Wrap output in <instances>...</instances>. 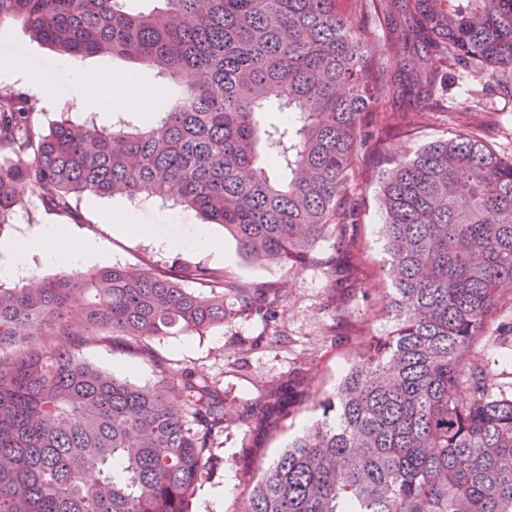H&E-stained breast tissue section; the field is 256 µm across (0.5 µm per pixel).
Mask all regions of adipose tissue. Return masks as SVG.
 <instances>
[{"label":"adipose tissue","mask_w":512,"mask_h":512,"mask_svg":"<svg viewBox=\"0 0 512 512\" xmlns=\"http://www.w3.org/2000/svg\"><path fill=\"white\" fill-rule=\"evenodd\" d=\"M99 245L95 239H72L65 225H44L30 245L0 240V278L19 275L30 263L32 256H39L46 264L64 262L74 271H81L84 265L98 256Z\"/></svg>","instance_id":"adipose-tissue-1"}]
</instances>
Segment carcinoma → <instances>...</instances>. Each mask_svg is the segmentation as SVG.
Wrapping results in <instances>:
<instances>
[{"instance_id":"carcinoma-1","label":"carcinoma","mask_w":512,"mask_h":512,"mask_svg":"<svg viewBox=\"0 0 512 512\" xmlns=\"http://www.w3.org/2000/svg\"><path fill=\"white\" fill-rule=\"evenodd\" d=\"M160 2L0 0L1 25L21 22L60 55L120 57L180 83L133 130L62 119L44 132L26 97L0 95V225L27 197L74 217L89 194L175 187L246 259L291 269L321 240L346 243L354 166L387 155L364 127L408 134L436 111L433 59L512 79V0ZM373 37L386 57L366 53ZM275 110L297 123L266 121ZM387 162L396 329L357 353L324 419L258 469L238 512H512V397L492 393L477 357L512 285V161L473 130ZM226 291L272 316L288 283L245 288L202 265L0 283V512H192L224 395L151 342L224 323ZM90 345L152 361L156 380L92 366ZM309 389L296 370L239 422L252 439L270 433Z\"/></svg>"}]
</instances>
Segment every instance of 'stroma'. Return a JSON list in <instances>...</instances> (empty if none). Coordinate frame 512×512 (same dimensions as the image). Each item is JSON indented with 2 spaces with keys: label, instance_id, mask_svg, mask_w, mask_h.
<instances>
[{
  "label": "stroma",
  "instance_id": "obj_1",
  "mask_svg": "<svg viewBox=\"0 0 512 512\" xmlns=\"http://www.w3.org/2000/svg\"><path fill=\"white\" fill-rule=\"evenodd\" d=\"M16 64L14 73L0 76V87L26 94L34 119L42 130L60 118L76 123L94 121L101 126L124 120L138 126L142 115L113 107L92 109L76 93L77 67H91L132 75V85L151 90L162 87L177 93L173 81L132 61L109 56L70 57L53 52L34 41L21 23L0 25V64ZM448 89L443 97L444 111L410 135H394L388 147L395 157L411 155L420 146L453 136L469 128L471 113L488 121L483 136L502 158L512 159V86L499 85L489 75L444 63ZM50 72L54 79L50 92L32 85V75ZM381 165L365 160L355 172L349 193L357 209L353 226L355 245L349 253H336L332 241L318 244L322 257H335L343 271L341 288L335 289L323 266L306 264L290 270L273 264L244 259L235 240L223 226L206 222L191 208L161 201L151 196H86L78 204L79 218L47 211L34 198L17 207L9 224L0 227V239L21 243L33 241L45 224H63L74 239H97L106 255L105 266L132 268L167 267L174 263L200 264L223 272L225 279L250 287L273 286L287 282L288 295L277 308L274 321L256 313L241 311L234 295L224 297L226 317L221 326L202 335L177 334L157 339L152 347L160 358L174 367L186 368L216 381L224 394V433L217 453L224 459L216 474L204 475L198 482L192 512H238L247 493L242 450L247 442L238 417L258 398L271 381L302 368L310 382V394L298 413L281 428L265 437L257 455L273 461L293 437L302 434L323 417V402L336 396L341 379L351 366L359 347L367 341L389 335L394 320L383 308L390 284L381 272L383 251L382 210L379 202ZM133 209L141 224L161 227L172 239H180L193 229L209 232L224 248L223 261L211 256L162 247L136 234H116L107 219L109 212ZM487 371L497 387L512 389V302L501 303L478 345ZM84 356L93 366L136 385H148L157 378L152 362L119 348L88 347Z\"/></svg>",
  "mask_w": 512,
  "mask_h": 512
}]
</instances>
